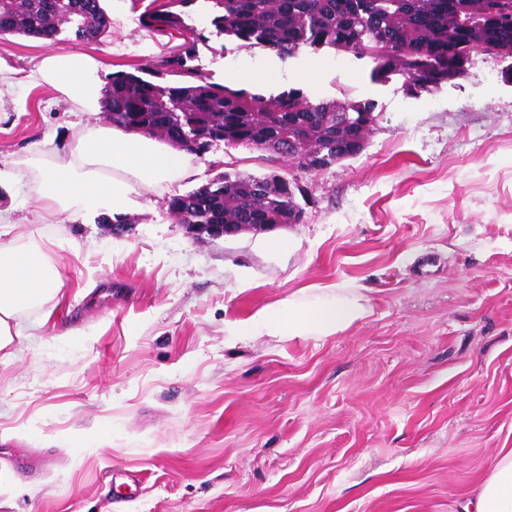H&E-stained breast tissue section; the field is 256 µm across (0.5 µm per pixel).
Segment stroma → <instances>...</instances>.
I'll return each mask as SVG.
<instances>
[{"instance_id": "obj_1", "label": "stroma", "mask_w": 512, "mask_h": 512, "mask_svg": "<svg viewBox=\"0 0 512 512\" xmlns=\"http://www.w3.org/2000/svg\"><path fill=\"white\" fill-rule=\"evenodd\" d=\"M153 4L102 0L98 42L0 37L20 79L0 92L15 234L54 242L62 274L52 313L20 318L36 336L0 360V512H462L512 450V56L472 55L416 94L374 79L370 58L282 57L195 17L211 82L246 60L266 93L373 103L364 150L316 172L241 146L191 158L173 193L218 163L296 182L303 222L269 232L192 240L151 189L120 235L49 216L34 157L104 116L23 78L57 50L99 55L106 83L159 71L183 36L148 20ZM332 283L366 289L346 332L243 335L258 309Z\"/></svg>"}]
</instances>
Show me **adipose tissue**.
Segmentation results:
<instances>
[{
	"label": "adipose tissue",
	"mask_w": 512,
	"mask_h": 512,
	"mask_svg": "<svg viewBox=\"0 0 512 512\" xmlns=\"http://www.w3.org/2000/svg\"><path fill=\"white\" fill-rule=\"evenodd\" d=\"M103 65L84 51L51 52L39 57L27 75L29 84L51 88L75 111L101 110ZM189 168L186 152L138 133L108 126L84 127L73 146L40 169L37 194L44 210L86 216L127 214L144 188L171 186ZM15 182L0 173V352H8L25 334L18 316L49 305L61 288L51 250L44 243L18 242ZM312 298H296L257 310L245 322L247 331L264 336L328 337L344 332L370 313L367 297L356 288L314 285ZM464 512H512V451L495 459Z\"/></svg>",
	"instance_id": "1"
}]
</instances>
